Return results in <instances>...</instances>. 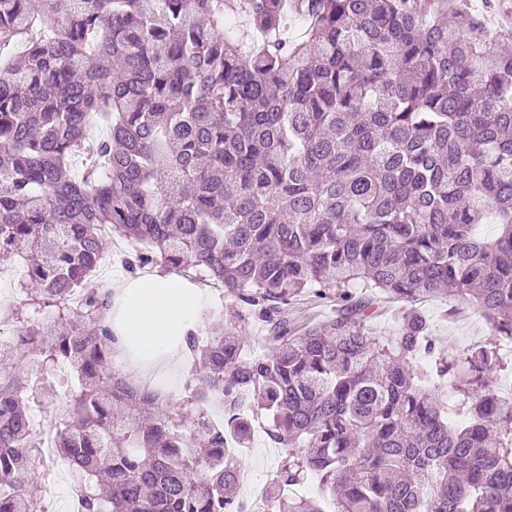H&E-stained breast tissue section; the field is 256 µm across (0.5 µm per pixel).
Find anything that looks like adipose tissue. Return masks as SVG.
Returning <instances> with one entry per match:
<instances>
[{"instance_id": "obj_1", "label": "adipose tissue", "mask_w": 512, "mask_h": 512, "mask_svg": "<svg viewBox=\"0 0 512 512\" xmlns=\"http://www.w3.org/2000/svg\"><path fill=\"white\" fill-rule=\"evenodd\" d=\"M119 333L145 353L165 344L188 318L200 310L198 291L182 288L172 277L155 279L153 287L137 290L129 302L119 304Z\"/></svg>"}]
</instances>
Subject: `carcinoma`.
<instances>
[{
  "label": "carcinoma",
  "mask_w": 512,
  "mask_h": 512,
  "mask_svg": "<svg viewBox=\"0 0 512 512\" xmlns=\"http://www.w3.org/2000/svg\"><path fill=\"white\" fill-rule=\"evenodd\" d=\"M103 224L141 247L129 273L204 271L245 309L178 340L187 432L113 367ZM5 264L16 316L53 317L0 342V512H46L33 407L61 363L76 512H512V400L490 385L512 357V34L489 38L470 0H0ZM442 296L489 338L447 354L415 308L391 340L369 329L383 298ZM301 297L336 315L289 319ZM263 415L283 458L245 504ZM314 477L320 495L293 492Z\"/></svg>",
  "instance_id": "1"
}]
</instances>
